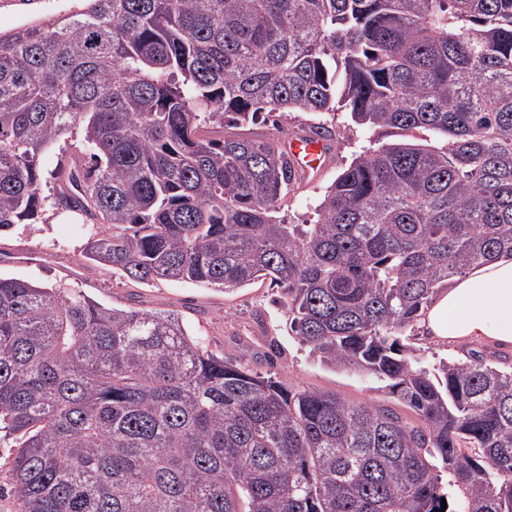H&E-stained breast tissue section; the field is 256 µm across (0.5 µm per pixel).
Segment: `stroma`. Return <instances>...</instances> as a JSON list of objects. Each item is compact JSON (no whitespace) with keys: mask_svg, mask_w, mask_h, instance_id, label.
<instances>
[{"mask_svg":"<svg viewBox=\"0 0 512 512\" xmlns=\"http://www.w3.org/2000/svg\"><path fill=\"white\" fill-rule=\"evenodd\" d=\"M74 0H0V31L45 16L69 13ZM337 139L332 160L316 179L288 193L285 213L306 219L336 175L361 147L390 142L389 133L355 125L348 114L337 113ZM61 211L47 207L38 224L17 226L0 237V274L36 282L47 288H65L99 303L126 309H162L179 314L191 333L229 360H238L260 376L299 391L317 389L339 394L351 402H368L388 408L403 418L412 411L398 403L373 377L333 370L320 364L289 328L288 313L278 305V288L269 280L226 292L191 283L159 280L143 285L114 274L111 268H88L84 248L96 224L61 219ZM408 343L420 359L467 360L473 353L496 354L511 361L512 351L493 350L474 342L441 344L431 340L421 325L408 330Z\"/></svg>","mask_w":512,"mask_h":512,"instance_id":"35a3bbf8","label":"stroma"}]
</instances>
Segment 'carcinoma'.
Listing matches in <instances>:
<instances>
[{
    "mask_svg": "<svg viewBox=\"0 0 512 512\" xmlns=\"http://www.w3.org/2000/svg\"><path fill=\"white\" fill-rule=\"evenodd\" d=\"M442 145L365 147L311 224L290 112ZM88 148L55 205L112 232L89 267L148 285L268 278L332 369L410 408L297 392L172 312L0 276V441L17 512H512V367L424 366L402 335L452 280L512 256V0H78L0 33V235L41 219L42 153ZM447 503L442 509L441 502Z\"/></svg>",
    "mask_w": 512,
    "mask_h": 512,
    "instance_id": "carcinoma-1",
    "label": "carcinoma"
}]
</instances>
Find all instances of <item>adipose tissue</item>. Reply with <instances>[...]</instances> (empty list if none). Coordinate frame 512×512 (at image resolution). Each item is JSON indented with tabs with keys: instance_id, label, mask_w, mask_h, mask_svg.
<instances>
[{
	"instance_id": "1",
	"label": "adipose tissue",
	"mask_w": 512,
	"mask_h": 512,
	"mask_svg": "<svg viewBox=\"0 0 512 512\" xmlns=\"http://www.w3.org/2000/svg\"><path fill=\"white\" fill-rule=\"evenodd\" d=\"M423 327L439 343L512 347V258L500 257L457 278L428 309Z\"/></svg>"
}]
</instances>
